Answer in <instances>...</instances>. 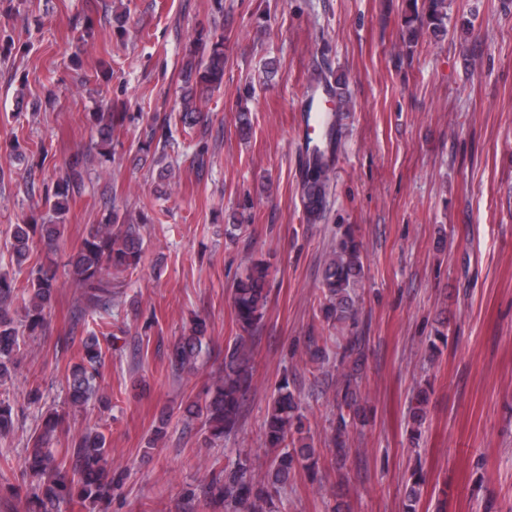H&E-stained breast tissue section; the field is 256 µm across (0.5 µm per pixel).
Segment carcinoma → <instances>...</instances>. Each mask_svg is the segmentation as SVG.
Here are the masks:
<instances>
[{
	"label": "carcinoma",
	"instance_id": "carcinoma-1",
	"mask_svg": "<svg viewBox=\"0 0 512 512\" xmlns=\"http://www.w3.org/2000/svg\"><path fill=\"white\" fill-rule=\"evenodd\" d=\"M405 15L407 47L418 43L426 30L434 34L447 31L448 11L446 0H409ZM224 37L198 32L189 49L182 69L177 114L180 123L198 128L201 138L209 131V117L202 105L212 100L224 82ZM127 114L112 111L95 112L92 120L99 136L98 146H112V133L123 124ZM169 129L149 126L146 145L141 148L142 161H147L154 141H168ZM335 126L328 125L320 143L311 144L305 138L307 156L303 181L302 205L308 223L321 220L326 203L329 181L331 146ZM165 155L154 157L157 165ZM87 169V156L77 154L65 166L63 175L53 188L45 191L44 206L51 212L49 222L42 224H16L12 230L10 248L12 261L18 270L26 268L33 247L40 245L51 254L60 248L64 233V216L68 202L82 193ZM140 225L120 222L117 210L103 224H94L83 240L81 248L69 256L67 272L78 289L76 309L79 314L87 311H107L112 302V271L136 269L143 262ZM364 275L362 245L353 230L348 229L336 245L333 257L322 271L320 291L323 296L321 313L325 322L358 324V309L352 297L353 288ZM269 266L261 260L254 261L240 278L232 292V305L240 334L224 348L222 369L203 396L180 403L179 410L188 419L203 421L209 436L216 439L234 432L242 417V407L252 386V338L260 328L269 301ZM58 288L57 268L48 262L30 268L23 287L16 286V279L0 274V382L12 378L15 355L19 348L20 328L36 336L43 330L46 313L50 309ZM206 323L197 320L189 333L179 337L169 348L172 373L179 374L195 367L203 347ZM328 336L309 337L307 350L308 372L318 377L324 364V350ZM367 337L354 334L336 343V425L331 433L330 464L336 470L346 465L348 439L351 430L368 421L359 385L360 363L365 357ZM79 361L73 363L66 375L69 403L82 409L91 401L104 408L110 400L98 393L96 381L99 367L107 350L99 336L90 333L81 342ZM14 424V408L6 399H0V435L10 432ZM265 444L280 448L271 460L263 477L252 474L248 459H240L230 468L210 472L203 489L204 504L224 512H271L272 492L288 483L298 465L314 464L319 458L314 439L305 430L300 413L299 399L283 380L275 389L273 400L264 423ZM67 439V447L60 450L53 444ZM109 449L105 436L89 429L78 437H69L64 428V418L52 414L41 428L30 437L27 453L22 462L21 484L8 486L7 495L24 505V512H58L60 502L76 501L86 508L104 500H111L122 478L112 473L108 465Z\"/></svg>",
	"mask_w": 512,
	"mask_h": 512
}]
</instances>
